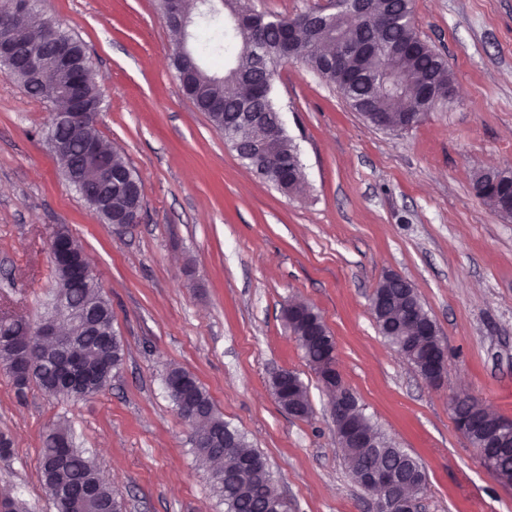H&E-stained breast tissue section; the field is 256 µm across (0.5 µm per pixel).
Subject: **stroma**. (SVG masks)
I'll use <instances>...</instances> for the list:
<instances>
[{
    "instance_id": "35a3bbf8",
    "label": "stroma",
    "mask_w": 512,
    "mask_h": 512,
    "mask_svg": "<svg viewBox=\"0 0 512 512\" xmlns=\"http://www.w3.org/2000/svg\"><path fill=\"white\" fill-rule=\"evenodd\" d=\"M420 35L446 61L458 98L409 130L365 122L300 64L277 98L305 186L260 179L184 95L159 0H42L83 41L106 93L101 138L143 184L138 224L100 223L48 150L44 104L0 73V312L35 322L55 287L48 244L67 227L112 304L125 346L109 387L73 401L17 393L0 369V489L25 512H54L41 478L44 433L61 423L125 512H224L191 453L163 382L193 373L225 421L269 463L290 512H372L349 475L329 398L282 317L312 305L336 340L339 371L372 422L418 458L421 512H512L453 423L468 391L512 421V220L474 191L478 172L512 169V0H412ZM407 279L448 348L427 383L381 336L370 302ZM308 388L309 418L276 401L274 373Z\"/></svg>"
}]
</instances>
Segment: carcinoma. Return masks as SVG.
<instances>
[{"instance_id":"cac0c4a2","label":"carcinoma","mask_w":512,"mask_h":512,"mask_svg":"<svg viewBox=\"0 0 512 512\" xmlns=\"http://www.w3.org/2000/svg\"><path fill=\"white\" fill-rule=\"evenodd\" d=\"M370 13L380 20L369 24L365 18L340 6L325 13L321 29L312 37L286 44L288 30L301 25L310 14L295 16L265 15L255 11L250 0H222L223 11L211 5V0H190L191 17L201 21L199 37L206 38L205 48L212 58V67L195 72L182 70L179 57L173 66L186 95L196 109L208 115L212 125L240 144L242 161L252 166V143L266 147L262 171L258 175L283 193L299 192L303 180L300 152L281 120L277 102L276 84L280 70L290 62L301 63L309 72L334 85L348 106L355 112H382L394 125L400 124L405 114L418 110L426 82L437 90L448 84L447 63L419 36L412 22V0H369ZM13 24L30 44L42 43L50 37L75 44L78 54L84 56L82 80L87 96L89 116L82 125L81 136L99 138L97 117L104 111V94L98 85L92 65L82 41L59 23L37 11L13 18ZM368 48L398 75V81L389 82L377 67L366 68L352 82H343L336 75V55L355 48ZM0 69L20 84L31 96L48 106V117L43 132H48L56 121L57 113L70 111L63 93V80L54 79L53 87L37 91L30 85L26 72L16 70L5 62ZM246 112H267L269 121L253 125L246 121ZM67 181L72 175L85 171L80 144L73 143L68 155H55ZM87 172V171H85ZM92 175V172H87ZM56 288L53 298L61 299L62 308L47 309L49 315L62 318L68 311L87 314L88 328L78 337L84 364L90 371H97L104 361L112 362V372H117L124 360V344L113 333L112 305L100 285L88 284L54 269ZM387 293L406 302L421 304L413 286L403 283L384 285ZM385 338L393 341L399 336L395 311L392 306L382 309ZM288 328L304 353L309 366L321 373L331 361L328 341L314 342L303 336L297 324L289 320ZM26 337L32 345L38 344L29 321L3 314L0 319V337ZM50 369L42 364L25 375L16 385L18 391L35 385L44 391ZM295 382L292 402L300 407V415L312 414L308 389L300 377L289 372ZM186 379L191 384V398L204 409L199 418L206 438L192 439V452L206 461L219 462L208 471L210 485L224 503V512H267L268 502L275 490L266 481H253L243 476L239 479L224 476V449L220 448L225 428L229 424L217 411L204 386L194 374L180 366H171L164 375L165 389L175 380ZM235 451L239 456H252L267 463L265 456L237 429ZM384 446L380 448H353L338 441L345 464L352 477H358V467L387 468L415 479L426 476L419 461L403 448L395 445L384 432H379ZM40 468L43 485L48 492L55 512H101L103 504L111 500L121 503L112 486L102 482L96 463L85 452L72 444L69 429L57 424L49 428L41 448Z\"/></svg>"}]
</instances>
